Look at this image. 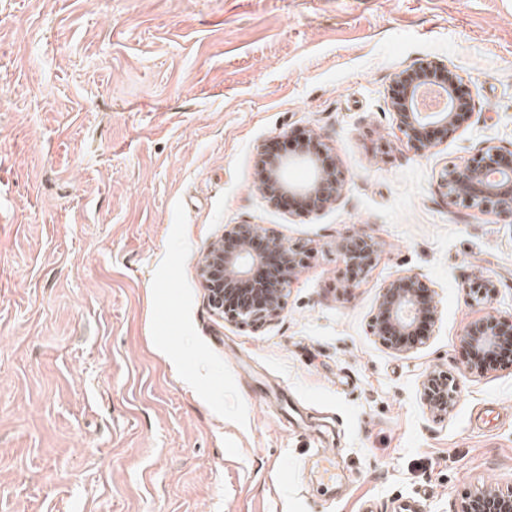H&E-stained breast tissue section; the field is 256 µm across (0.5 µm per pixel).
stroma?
<instances>
[{
  "label": "stroma",
  "mask_w": 512,
  "mask_h": 512,
  "mask_svg": "<svg viewBox=\"0 0 512 512\" xmlns=\"http://www.w3.org/2000/svg\"><path fill=\"white\" fill-rule=\"evenodd\" d=\"M430 59L471 106L419 152L392 78ZM306 135L345 174L310 213L255 184ZM485 145L512 148V0H0V512H457L511 488L512 365L469 374L462 334L512 319V223L437 190ZM230 224L304 256L257 328L199 278ZM406 274L439 319L395 352L369 326ZM343 248L345 260L359 271L358 277H364L376 261V243L371 238L352 236L346 239ZM422 392L426 406L432 413H447L454 405V390L449 387L448 376L441 371H432L425 377Z\"/></svg>",
  "instance_id": "obj_1"
}]
</instances>
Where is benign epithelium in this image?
Listing matches in <instances>:
<instances>
[{
  "label": "benign epithelium",
  "instance_id": "7a95c632",
  "mask_svg": "<svg viewBox=\"0 0 512 512\" xmlns=\"http://www.w3.org/2000/svg\"><path fill=\"white\" fill-rule=\"evenodd\" d=\"M435 74L445 88L444 107L439 112H420L415 108L416 98ZM459 80V74L440 60L424 62L394 75L393 83H404L406 92L391 102L392 110L399 130L415 150L436 145L460 127L469 101L457 97ZM316 148V139L309 135L292 155L265 154L256 177L257 188L275 205L286 197L296 200L301 212L337 202L343 194L345 177L337 166L320 161ZM294 167L307 169L308 178L289 179L288 171ZM438 188L452 206L511 220L512 149L487 145L463 163L447 164L439 174ZM343 248L348 264L355 266L358 276H365L376 261L373 239L352 236ZM302 262L299 250L286 245L279 235L262 225L232 224L210 244L199 266V276L217 316L237 326L254 328L279 316L291 280ZM260 270L264 272L261 279ZM437 314L434 292L427 283L416 275H400L382 288L370 330L383 345L405 351L426 343L428 336L419 326L423 322L433 326ZM462 342L475 349L468 361V372L482 375L487 369L481 366L476 348L493 350L500 344H511L512 320L489 316L472 322L465 328ZM422 392L432 413H446L454 405V390L441 371H432L425 377ZM458 512H512V488H483L466 497Z\"/></svg>",
  "mask_w": 512,
  "mask_h": 512
}]
</instances>
